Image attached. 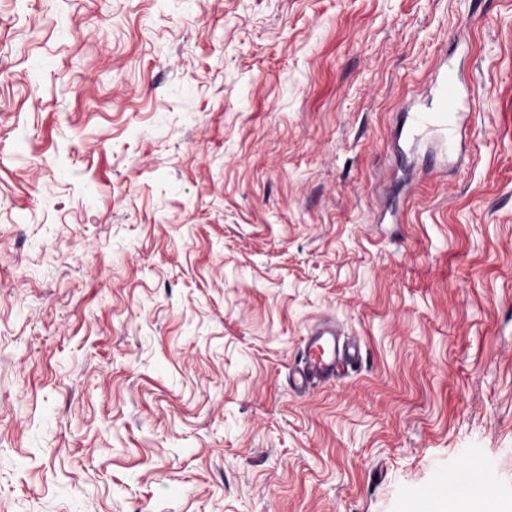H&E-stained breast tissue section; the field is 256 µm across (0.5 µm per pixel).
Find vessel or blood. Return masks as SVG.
<instances>
[{
	"mask_svg": "<svg viewBox=\"0 0 512 512\" xmlns=\"http://www.w3.org/2000/svg\"><path fill=\"white\" fill-rule=\"evenodd\" d=\"M470 94L460 90L453 76L440 79V92L433 112L419 113L418 122L433 123L448 130H461L470 118ZM362 361V347L356 338L341 332L335 321L322 320L308 330L294 368L288 376L290 389L303 394L320 382L336 375L342 366H356Z\"/></svg>",
	"mask_w": 512,
	"mask_h": 512,
	"instance_id": "1",
	"label": "vessel or blood"
}]
</instances>
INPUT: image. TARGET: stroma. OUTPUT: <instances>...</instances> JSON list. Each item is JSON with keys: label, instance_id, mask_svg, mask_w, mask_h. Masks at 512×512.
I'll return each instance as SVG.
<instances>
[{"label": "stroma", "instance_id": "stroma-1", "mask_svg": "<svg viewBox=\"0 0 512 512\" xmlns=\"http://www.w3.org/2000/svg\"><path fill=\"white\" fill-rule=\"evenodd\" d=\"M327 316L363 360L294 394ZM449 486L512 512V0H0V512ZM440 79V92L434 112L418 113L416 121L419 123H434L437 126L448 130H460L462 134L472 112H467L471 107V93L465 94L460 90L453 76L448 75V60L444 59Z\"/></svg>", "mask_w": 512, "mask_h": 512}]
</instances>
